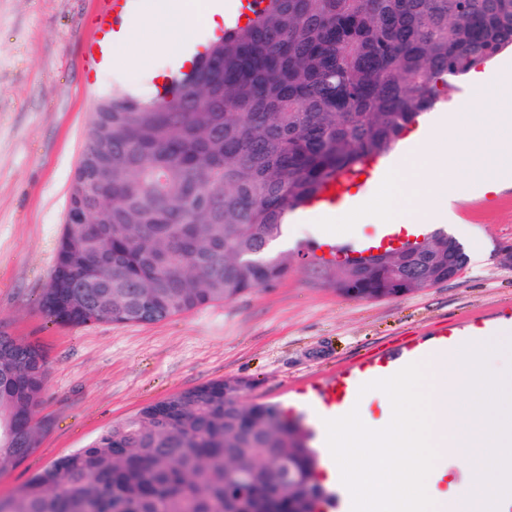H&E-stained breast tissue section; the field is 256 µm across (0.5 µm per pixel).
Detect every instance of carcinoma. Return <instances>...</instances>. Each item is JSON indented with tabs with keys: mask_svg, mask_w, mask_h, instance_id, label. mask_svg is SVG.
Here are the masks:
<instances>
[{
	"mask_svg": "<svg viewBox=\"0 0 512 512\" xmlns=\"http://www.w3.org/2000/svg\"><path fill=\"white\" fill-rule=\"evenodd\" d=\"M512 46V0H270L210 44L183 91L126 90L93 113L86 223L66 224L41 304L72 325L155 323L233 299L288 273L274 252L288 214L341 171L398 143L448 84ZM427 256L344 258L329 284L363 298L406 295L467 264L437 231ZM46 355L0 331V472L38 445ZM254 382L214 380L112 425L28 480L0 512H315L317 457L267 403L230 402Z\"/></svg>",
	"mask_w": 512,
	"mask_h": 512,
	"instance_id": "cac0c4a2",
	"label": "carcinoma"
}]
</instances>
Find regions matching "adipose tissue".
I'll return each instance as SVG.
<instances>
[{
    "instance_id": "adipose-tissue-1",
    "label": "adipose tissue",
    "mask_w": 512,
    "mask_h": 512,
    "mask_svg": "<svg viewBox=\"0 0 512 512\" xmlns=\"http://www.w3.org/2000/svg\"><path fill=\"white\" fill-rule=\"evenodd\" d=\"M223 14L224 7L218 0H181L177 5L169 0H149L117 42L122 46L135 43L141 30L148 29L154 34L156 49L183 63L190 59L188 33L199 25L218 27Z\"/></svg>"
}]
</instances>
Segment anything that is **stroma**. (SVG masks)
Masks as SVG:
<instances>
[{
	"mask_svg": "<svg viewBox=\"0 0 512 512\" xmlns=\"http://www.w3.org/2000/svg\"><path fill=\"white\" fill-rule=\"evenodd\" d=\"M96 0H0V331L38 341L47 372L38 448L0 472V498L86 446L104 429L170 394L230 377L254 382L246 402L278 405L318 422L314 399L335 381L356 383L365 366L393 363L408 347L445 334L512 322V184L472 187L447 226L468 256L458 276L398 297L365 299L332 288L316 225L289 221L275 251L288 274L236 298L151 324H55L41 298L56 260L70 187L91 117L118 88L149 97L153 72L173 61L152 35L120 67L89 75Z\"/></svg>",
	"mask_w": 512,
	"mask_h": 512,
	"instance_id": "35a3bbf8",
	"label": "stroma"
}]
</instances>
